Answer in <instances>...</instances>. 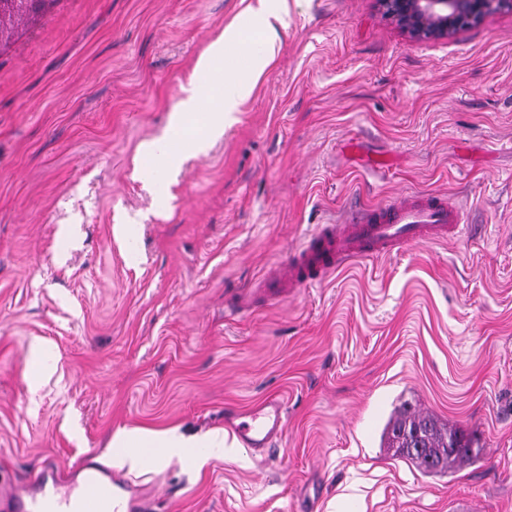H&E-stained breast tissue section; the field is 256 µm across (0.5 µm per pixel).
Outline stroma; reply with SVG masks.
Here are the masks:
<instances>
[{"mask_svg": "<svg viewBox=\"0 0 512 512\" xmlns=\"http://www.w3.org/2000/svg\"><path fill=\"white\" fill-rule=\"evenodd\" d=\"M257 0H57L0 52V478L86 457L158 512H512V7L414 39L376 0H289L280 47L175 170L195 65ZM449 195L450 240L366 258L232 316L358 202ZM285 404L276 450L225 418ZM412 403L480 458L425 473L384 447ZM224 432L120 464L122 430Z\"/></svg>", "mask_w": 512, "mask_h": 512, "instance_id": "obj_1", "label": "stroma"}]
</instances>
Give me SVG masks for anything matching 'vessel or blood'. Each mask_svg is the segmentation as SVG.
I'll return each instance as SVG.
<instances>
[{"mask_svg": "<svg viewBox=\"0 0 512 512\" xmlns=\"http://www.w3.org/2000/svg\"><path fill=\"white\" fill-rule=\"evenodd\" d=\"M464 221L459 207L433 193L354 209L344 223L324 226L306 238L289 262L268 276L263 293L271 301L283 298L290 289L319 284L354 260L458 235ZM283 417V402L271 398L236 424L234 431L244 448L261 453L281 439ZM84 472L80 486L43 479L27 493L1 481L0 512H155L150 495L123 496L113 490L111 477L98 465L86 463Z\"/></svg>", "mask_w": 512, "mask_h": 512, "instance_id": "obj_1", "label": "vessel or blood"}]
</instances>
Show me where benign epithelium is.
Segmentation results:
<instances>
[{"mask_svg": "<svg viewBox=\"0 0 512 512\" xmlns=\"http://www.w3.org/2000/svg\"><path fill=\"white\" fill-rule=\"evenodd\" d=\"M512 0H377L382 14L415 39L446 38Z\"/></svg>", "mask_w": 512, "mask_h": 512, "instance_id": "1", "label": "benign epithelium"}]
</instances>
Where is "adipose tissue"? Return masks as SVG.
<instances>
[{"label":"adipose tissue","mask_w":512,"mask_h":512,"mask_svg":"<svg viewBox=\"0 0 512 512\" xmlns=\"http://www.w3.org/2000/svg\"><path fill=\"white\" fill-rule=\"evenodd\" d=\"M289 11V0H259L256 14L262 20L259 29L249 31L238 24H230L211 46L207 55L199 58L196 63L197 79L185 90V96L179 104L180 111L194 112L201 109L206 100L210 80V64L213 57L235 50L238 56L245 59L243 69L225 70L222 82V113L208 128L207 138H198L188 142V149L203 150L207 139L220 137L226 125L233 121V115L250 97L258 79L265 68L273 61L278 45V33L275 23ZM113 447L127 449L126 460L130 464H138L137 454L141 448H162L167 455H174L179 449L223 448L224 436L220 433L206 434L195 440L168 432H149L143 430L123 431L115 435Z\"/></svg>","instance_id":"ef3b65f1"}]
</instances>
